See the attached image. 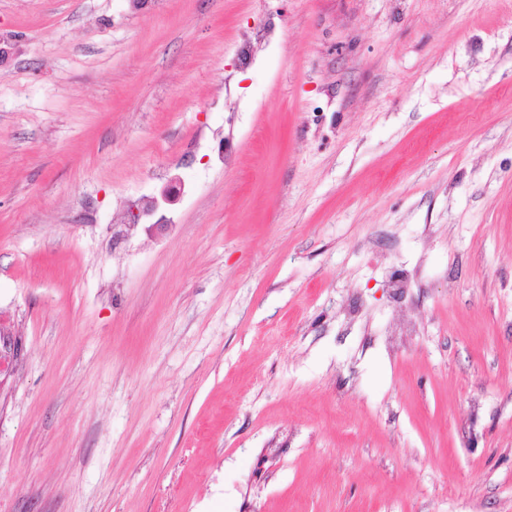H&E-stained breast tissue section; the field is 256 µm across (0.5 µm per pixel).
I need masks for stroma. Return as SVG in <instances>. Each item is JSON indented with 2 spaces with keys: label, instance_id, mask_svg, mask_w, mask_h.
Listing matches in <instances>:
<instances>
[{
  "label": "stroma",
  "instance_id": "35a3bbf8",
  "mask_svg": "<svg viewBox=\"0 0 512 512\" xmlns=\"http://www.w3.org/2000/svg\"><path fill=\"white\" fill-rule=\"evenodd\" d=\"M0 319V512H512V0H0ZM177 200L170 188H166L160 195V199L153 198L148 205L133 213V224H150L149 231L162 232L171 224L170 219L161 213L165 205H171ZM143 221V222H142Z\"/></svg>",
  "mask_w": 512,
  "mask_h": 512
}]
</instances>
